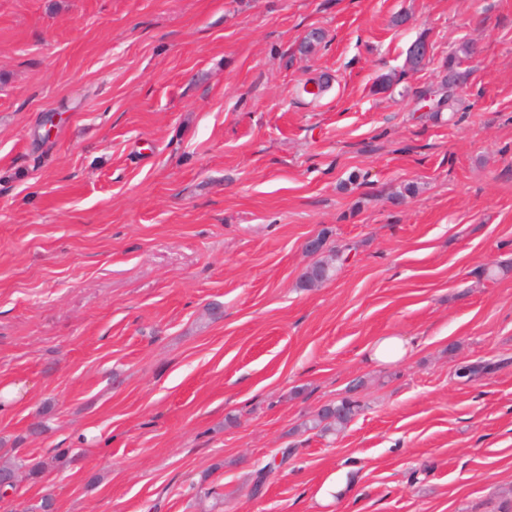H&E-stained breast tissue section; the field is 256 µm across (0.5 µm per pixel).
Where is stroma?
Wrapping results in <instances>:
<instances>
[{
	"instance_id": "35a3bbf8",
	"label": "stroma",
	"mask_w": 512,
	"mask_h": 512,
	"mask_svg": "<svg viewBox=\"0 0 512 512\" xmlns=\"http://www.w3.org/2000/svg\"><path fill=\"white\" fill-rule=\"evenodd\" d=\"M2 381L0 512L512 503V0H0ZM471 53L470 44L464 42L462 43L458 49L454 52V54L449 58L447 63L448 73L445 76L443 83L440 88L433 91L432 93L435 96L439 95L437 100V106L440 108L447 107L450 108L454 101V90L458 87L459 83L464 81L465 75L456 70L461 63V59L463 57H467ZM343 252L336 250V253L328 258H320L310 265L303 274V285L307 288L316 287L321 284L317 278V271H321L325 279L331 278L335 272V262L342 258ZM408 351L407 342L399 336L379 338L370 347V358L381 363H394L401 360ZM360 411L358 400L346 397L335 405L325 406L312 418L307 429H318L323 434H336L341 431Z\"/></svg>"
}]
</instances>
